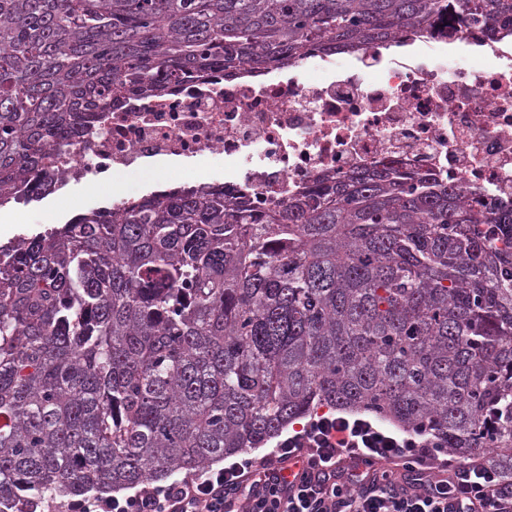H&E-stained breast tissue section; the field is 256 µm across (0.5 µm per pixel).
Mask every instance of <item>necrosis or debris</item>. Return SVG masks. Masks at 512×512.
<instances>
[{"instance_id": "4bbe7bcc", "label": "necrosis or debris", "mask_w": 512, "mask_h": 512, "mask_svg": "<svg viewBox=\"0 0 512 512\" xmlns=\"http://www.w3.org/2000/svg\"><path fill=\"white\" fill-rule=\"evenodd\" d=\"M392 160L478 204L512 203V29L468 22L453 7L353 52L316 49L160 96L127 94L80 138L50 147L37 187L7 198L33 210L121 172L202 162L200 185L265 212L323 177Z\"/></svg>"}]
</instances>
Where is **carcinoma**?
<instances>
[{"mask_svg":"<svg viewBox=\"0 0 512 512\" xmlns=\"http://www.w3.org/2000/svg\"><path fill=\"white\" fill-rule=\"evenodd\" d=\"M512 18V0H460ZM448 0H0V197L127 93L354 50ZM320 407L512 480V207L389 165L177 190L0 246V512L191 474Z\"/></svg>","mask_w":512,"mask_h":512,"instance_id":"cac0c4a2","label":"carcinoma"}]
</instances>
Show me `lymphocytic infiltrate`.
<instances>
[{
	"mask_svg": "<svg viewBox=\"0 0 512 512\" xmlns=\"http://www.w3.org/2000/svg\"><path fill=\"white\" fill-rule=\"evenodd\" d=\"M47 512H512V484L482 465L449 466L433 438L322 415L262 459Z\"/></svg>",
	"mask_w": 512,
	"mask_h": 512,
	"instance_id": "obj_1",
	"label": "lymphocytic infiltrate"
}]
</instances>
